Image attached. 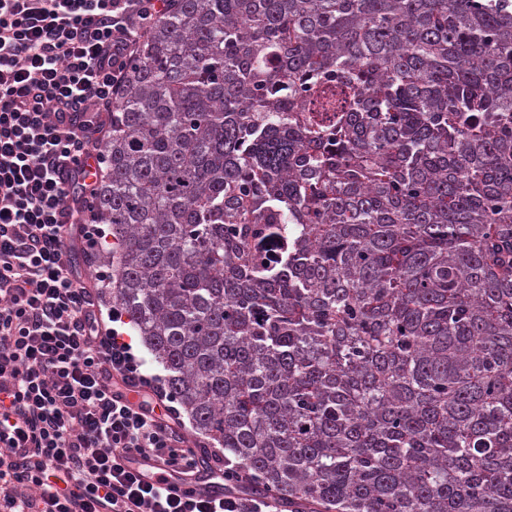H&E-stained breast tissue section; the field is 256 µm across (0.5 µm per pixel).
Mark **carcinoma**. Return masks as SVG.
<instances>
[{
    "instance_id": "cac0c4a2",
    "label": "carcinoma",
    "mask_w": 512,
    "mask_h": 512,
    "mask_svg": "<svg viewBox=\"0 0 512 512\" xmlns=\"http://www.w3.org/2000/svg\"><path fill=\"white\" fill-rule=\"evenodd\" d=\"M102 154L114 302L254 493L512 512V0H171Z\"/></svg>"
}]
</instances>
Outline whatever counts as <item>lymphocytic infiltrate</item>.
<instances>
[{"mask_svg":"<svg viewBox=\"0 0 512 512\" xmlns=\"http://www.w3.org/2000/svg\"><path fill=\"white\" fill-rule=\"evenodd\" d=\"M168 2L0 0V512H279L227 459L223 497L172 489L201 464L180 413L69 260L103 244L84 163Z\"/></svg>","mask_w":512,"mask_h":512,"instance_id":"obj_1","label":"lymphocytic infiltrate"}]
</instances>
